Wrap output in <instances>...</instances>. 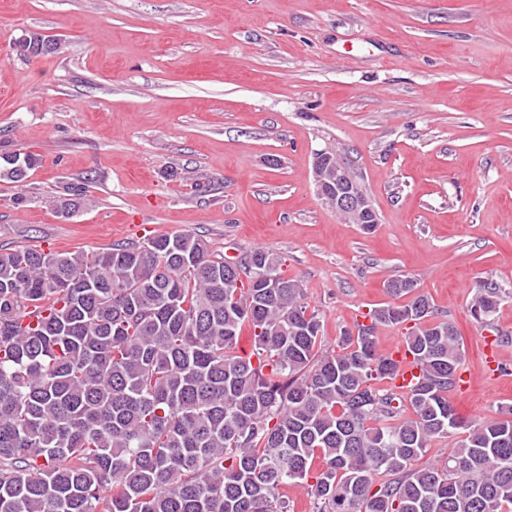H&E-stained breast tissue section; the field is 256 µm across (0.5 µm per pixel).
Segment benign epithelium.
Here are the masks:
<instances>
[{"label": "benign epithelium", "mask_w": 512, "mask_h": 512, "mask_svg": "<svg viewBox=\"0 0 512 512\" xmlns=\"http://www.w3.org/2000/svg\"><path fill=\"white\" fill-rule=\"evenodd\" d=\"M37 42L38 45L48 50H59L61 45L56 43L53 39L42 34H36L32 37L26 35L21 36L16 40L15 46L18 49H23V46ZM332 156V153L326 150L318 152V157L313 161V177L317 187L318 193H323L324 185L327 184V179L331 178L336 181L338 189H336V197L333 204L336 210L341 212L345 219L350 224H358L362 217L373 210L372 203L366 195L362 185L357 179L353 168L342 160L336 162V168L332 170V174H327V166L322 164L320 157Z\"/></svg>", "instance_id": "benign-epithelium-1"}]
</instances>
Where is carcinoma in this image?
I'll return each mask as SVG.
<instances>
[{
	"label": "carcinoma",
	"instance_id": "obj_1",
	"mask_svg": "<svg viewBox=\"0 0 512 512\" xmlns=\"http://www.w3.org/2000/svg\"><path fill=\"white\" fill-rule=\"evenodd\" d=\"M0 155V180L25 170ZM85 185L53 211L83 207ZM285 258L233 259L192 233L99 251H0V512H293L304 483L316 512H512V405L464 426L450 400L461 363L452 322L411 278L322 349L323 323ZM503 300L479 289L482 325ZM405 339L420 376L379 389ZM248 355L237 352L244 327ZM446 458L418 466L438 438ZM280 494H283L294 505V512H313L314 503L307 493L304 483L280 488Z\"/></svg>",
	"mask_w": 512,
	"mask_h": 512
}]
</instances>
